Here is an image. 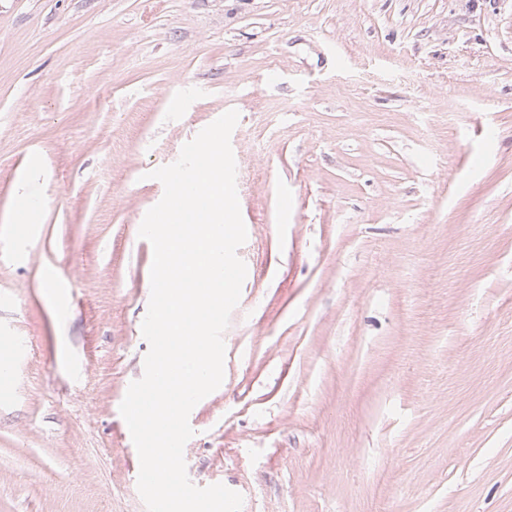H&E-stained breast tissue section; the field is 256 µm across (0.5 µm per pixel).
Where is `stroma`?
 Returning a JSON list of instances; mask_svg holds the SVG:
<instances>
[{
	"label": "stroma",
	"mask_w": 512,
	"mask_h": 512,
	"mask_svg": "<svg viewBox=\"0 0 512 512\" xmlns=\"http://www.w3.org/2000/svg\"><path fill=\"white\" fill-rule=\"evenodd\" d=\"M231 109L247 276L190 480L512 512V0H0V512H147L149 173Z\"/></svg>",
	"instance_id": "stroma-1"
}]
</instances>
